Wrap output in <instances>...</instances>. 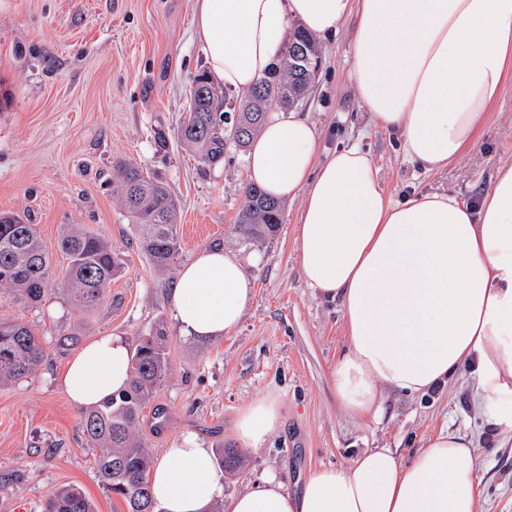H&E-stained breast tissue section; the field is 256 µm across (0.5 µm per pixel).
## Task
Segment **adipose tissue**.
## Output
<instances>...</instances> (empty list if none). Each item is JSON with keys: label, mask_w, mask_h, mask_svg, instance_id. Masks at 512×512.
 I'll list each match as a JSON object with an SVG mask.
<instances>
[{"label": "adipose tissue", "mask_w": 512, "mask_h": 512, "mask_svg": "<svg viewBox=\"0 0 512 512\" xmlns=\"http://www.w3.org/2000/svg\"><path fill=\"white\" fill-rule=\"evenodd\" d=\"M353 20L350 77L375 124L429 171L474 142L512 73V0H194L193 25L209 72L247 93L276 65L292 21L316 37ZM246 177L278 199L302 197L295 246L309 288L338 301L346 342L332 370L336 401L354 418L377 413L384 390L422 395L469 367L473 405L512 433V163H502L477 206L452 194L402 202L386 195L367 152L351 145L317 158L314 127L270 113L246 155ZM242 261L205 247L170 295L186 337H219L252 297ZM126 344L102 336L75 352L59 383L78 406L121 393ZM274 400L236 423L246 446L278 429ZM164 512H206L224 495L210 449L187 439L151 474ZM475 449L444 429L410 460L372 448L344 467L312 472L285 491L276 476L237 495L231 512H478Z\"/></svg>", "instance_id": "1"}]
</instances>
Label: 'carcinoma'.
I'll return each instance as SVG.
<instances>
[{"instance_id": "cac0c4a2", "label": "carcinoma", "mask_w": 512, "mask_h": 512, "mask_svg": "<svg viewBox=\"0 0 512 512\" xmlns=\"http://www.w3.org/2000/svg\"><path fill=\"white\" fill-rule=\"evenodd\" d=\"M304 49L303 60L281 53L276 67L260 80L231 127L233 142L245 146L272 108H293L306 98L315 77L320 54L314 38L297 27L287 48ZM224 92L208 74L195 76L188 111L176 134L194 147L202 162L213 165L224 158ZM114 182L133 224L141 251L151 264L164 269L178 258L177 203L168 187L141 167L119 162ZM283 220V204L259 187L246 190L238 227L262 241L276 232ZM57 247L66 264L56 267L33 224L17 214H0V297L36 304L55 293L65 294L80 309L95 307L120 269L119 258L102 238L78 229L64 231ZM44 351L26 324L0 321V385L33 374ZM169 371L165 336L160 330L142 338L131 357L128 389L117 398L82 413L81 425L88 441L100 449L98 474L103 484L126 501L128 512H157L150 493L151 458L136 429L162 380ZM218 467L233 469L236 453L222 445L215 449ZM47 512H94L84 493L75 486L52 492Z\"/></svg>"}]
</instances>
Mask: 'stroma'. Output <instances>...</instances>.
<instances>
[{
  "instance_id": "1",
  "label": "stroma",
  "mask_w": 512,
  "mask_h": 512,
  "mask_svg": "<svg viewBox=\"0 0 512 512\" xmlns=\"http://www.w3.org/2000/svg\"><path fill=\"white\" fill-rule=\"evenodd\" d=\"M193 0H0V212L36 224L49 250L75 225L107 240L121 260L105 297L74 308L59 294L35 305L0 299V319L29 325L45 350L39 369L0 385V512L25 501L41 512L48 495L79 487L96 512H127L102 485L98 448L81 425V407L59 386V371L87 342L107 334L135 348L163 328L170 369L137 429L147 452L192 439L236 448L239 469L225 473L232 499L267 474L288 492L314 470L342 467L369 448L410 458L448 427L476 448L480 512H512V437L489 427L472 407L468 371L423 396L385 392L378 418L354 419L336 403L332 369L345 342L338 302L308 288L295 252L301 198L285 200L283 222L264 242L236 231L248 184L245 149L227 143L223 162L206 166L177 137L189 88L207 65L192 24ZM350 27L319 39L322 56L307 99L295 114L318 134V154L356 144L379 169L395 201L453 193L476 205L503 162H512V77L475 141L448 168L427 171L407 160L397 132L376 126L349 71ZM166 145H159L158 131ZM135 162L163 181L178 204L179 264L221 246L245 263L254 294L240 324L224 337L182 336L170 311L177 267L156 271L135 245V230L113 190V165ZM268 397L282 425L260 445H239L235 424ZM165 415L156 425L154 408Z\"/></svg>"
}]
</instances>
